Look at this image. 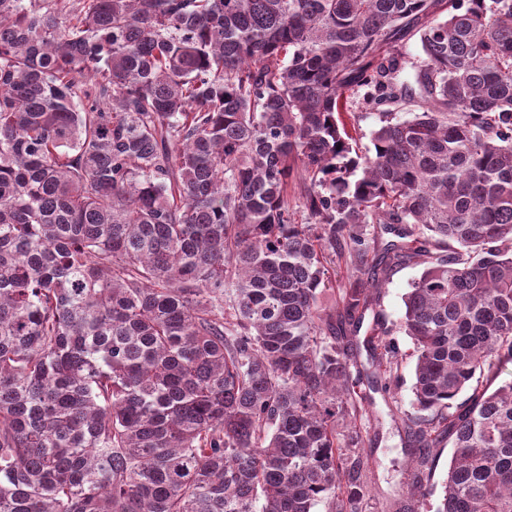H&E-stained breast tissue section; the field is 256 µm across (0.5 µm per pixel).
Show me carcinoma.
<instances>
[{
	"mask_svg": "<svg viewBox=\"0 0 512 512\" xmlns=\"http://www.w3.org/2000/svg\"><path fill=\"white\" fill-rule=\"evenodd\" d=\"M410 264L397 512H512V0H0V512H362ZM420 266H403L394 270L380 293L376 311L387 325L398 326L404 314V297L411 282L420 275Z\"/></svg>",
	"mask_w": 512,
	"mask_h": 512,
	"instance_id": "carcinoma-1",
	"label": "carcinoma"
}]
</instances>
